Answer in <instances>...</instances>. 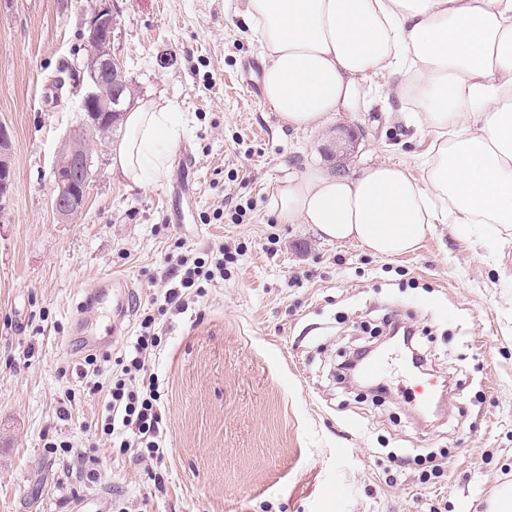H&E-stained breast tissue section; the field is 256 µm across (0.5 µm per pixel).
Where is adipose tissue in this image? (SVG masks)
I'll return each instance as SVG.
<instances>
[{"mask_svg": "<svg viewBox=\"0 0 512 512\" xmlns=\"http://www.w3.org/2000/svg\"><path fill=\"white\" fill-rule=\"evenodd\" d=\"M244 16L282 124L318 129L368 111L372 79L385 74L409 106L401 121L434 136L422 182L384 160L288 178L274 198L280 223L380 257L414 252L436 224H512V0H246ZM123 121L113 174L133 186L162 179L177 113L150 100Z\"/></svg>", "mask_w": 512, "mask_h": 512, "instance_id": "adipose-tissue-1", "label": "adipose tissue"}]
</instances>
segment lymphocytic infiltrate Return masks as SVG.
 <instances>
[{"mask_svg": "<svg viewBox=\"0 0 512 512\" xmlns=\"http://www.w3.org/2000/svg\"><path fill=\"white\" fill-rule=\"evenodd\" d=\"M231 253L221 251L214 257L185 254L171 256L173 283L166 289L157 312L145 313L138 336L123 356L117 357L107 386L109 414L102 421L100 434L112 447L156 457L163 446L160 382L147 366V358L161 343L159 317L167 312L184 313L192 293L224 279V267L234 262Z\"/></svg>", "mask_w": 512, "mask_h": 512, "instance_id": "obj_1", "label": "lymphocytic infiltrate"}]
</instances>
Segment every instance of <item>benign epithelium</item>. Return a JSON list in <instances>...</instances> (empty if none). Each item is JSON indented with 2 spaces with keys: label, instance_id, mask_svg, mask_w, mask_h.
Returning a JSON list of instances; mask_svg holds the SVG:
<instances>
[{
  "label": "benign epithelium",
  "instance_id": "benign-epithelium-1",
  "mask_svg": "<svg viewBox=\"0 0 512 512\" xmlns=\"http://www.w3.org/2000/svg\"><path fill=\"white\" fill-rule=\"evenodd\" d=\"M116 18L111 0H100L87 21V70L95 75L94 85L82 97V107L87 114V129L96 132L109 128L122 113V88L126 82L117 77L115 67L120 65L113 51ZM84 134L76 135L73 147L63 150L53 166L54 192L52 208L59 219L71 221L84 210L86 189L90 177V156L79 152L74 144ZM11 148L7 130L0 127V195L7 197L13 190V174L6 156Z\"/></svg>",
  "mask_w": 512,
  "mask_h": 512
}]
</instances>
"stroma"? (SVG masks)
<instances>
[{"label": "stroma", "instance_id": "obj_1", "mask_svg": "<svg viewBox=\"0 0 512 512\" xmlns=\"http://www.w3.org/2000/svg\"><path fill=\"white\" fill-rule=\"evenodd\" d=\"M98 5L0 0L14 176L0 202V512H486L492 490L512 484V224H438L416 251L385 258L279 223L272 202L289 177L389 159L421 180L432 137L387 122L401 104L383 75L369 111L324 130L282 125L240 82L263 60L245 0H112L135 101L173 104L182 135L166 176L136 187L112 173L115 124L91 152L81 217L61 223L52 167L85 126L86 85L60 76L83 71ZM222 246L240 252L223 283L161 318L152 367L166 442L137 461L100 441L108 376L85 358L119 357L137 336L168 256ZM110 276L133 290L118 327L101 290ZM393 317L414 327L431 378L457 377L436 390L439 411L420 412L394 367L376 392L338 380L367 325ZM60 440L75 453L49 449ZM443 451L431 477L428 458Z\"/></svg>", "mask_w": 512, "mask_h": 512}]
</instances>
